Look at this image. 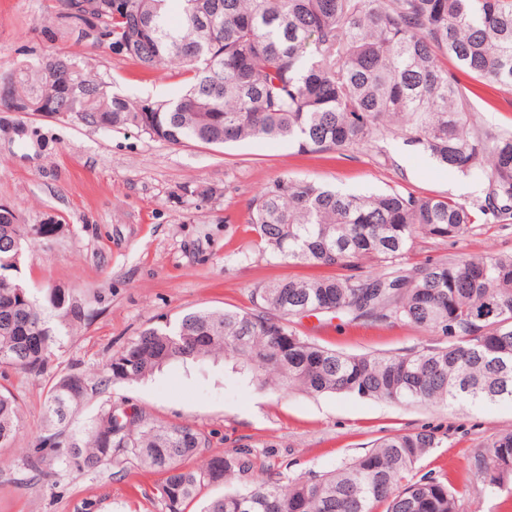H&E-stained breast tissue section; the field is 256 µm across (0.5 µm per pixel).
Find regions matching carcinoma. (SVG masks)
I'll list each match as a JSON object with an SVG mask.
<instances>
[{
  "instance_id": "obj_1",
  "label": "carcinoma",
  "mask_w": 512,
  "mask_h": 512,
  "mask_svg": "<svg viewBox=\"0 0 512 512\" xmlns=\"http://www.w3.org/2000/svg\"><path fill=\"white\" fill-rule=\"evenodd\" d=\"M177 2L181 24L171 26ZM97 36L149 72L175 62L187 75L175 98L131 102L107 92L65 54L51 57L36 95L12 91L13 112L45 101L83 114L90 126L133 128L158 141L222 147L247 140H286L298 152H344L399 134L440 166L476 181L484 197L460 202L391 189L343 193L282 175L249 203L247 224L276 258L334 266L330 277L281 278L257 286L251 306L199 310L148 326L90 374L70 370L44 403L45 431L29 470L45 475L51 458L79 475L109 462L163 476L167 512H187L204 489L223 495L199 512H458L462 492L432 476L409 478L441 438L431 429L396 431L325 474L284 481L268 467L252 478L250 449L213 454L187 422H158L139 408L104 400L80 428L72 415L111 384L137 383L163 366L219 359L251 384L306 393H348L413 405L512 403V254H462L396 266L420 239L457 240L479 216L512 219V129H481L470 89L477 82L512 87V0H100ZM457 65L450 72L441 61ZM0 220V269H15L43 224ZM371 260L388 271L358 273ZM70 322L84 307L48 288L43 301L0 278V365L41 373L59 333L49 314ZM320 313L381 325L402 321L440 337L420 349L350 356L298 335L296 319ZM21 421L19 402L0 389V447ZM476 478L512 477V429L471 459Z\"/></svg>"
}]
</instances>
